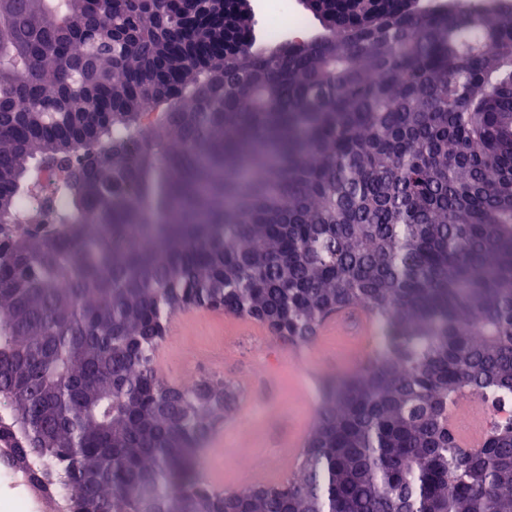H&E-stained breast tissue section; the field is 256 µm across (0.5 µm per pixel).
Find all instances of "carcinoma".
I'll use <instances>...</instances> for the list:
<instances>
[{"mask_svg":"<svg viewBox=\"0 0 512 512\" xmlns=\"http://www.w3.org/2000/svg\"><path fill=\"white\" fill-rule=\"evenodd\" d=\"M99 3L25 0L0 49V460L54 512H512V9L333 7L273 49L242 13L221 75L219 30ZM347 306L382 346L321 381L295 469L204 483L242 388L159 378L154 328L219 307L299 349Z\"/></svg>","mask_w":512,"mask_h":512,"instance_id":"obj_1","label":"carcinoma"}]
</instances>
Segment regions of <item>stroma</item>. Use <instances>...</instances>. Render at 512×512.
<instances>
[{"label":"stroma","instance_id":"1","mask_svg":"<svg viewBox=\"0 0 512 512\" xmlns=\"http://www.w3.org/2000/svg\"><path fill=\"white\" fill-rule=\"evenodd\" d=\"M261 349L264 368L252 352ZM294 360L289 348L277 346L271 334L259 341L226 335L223 325L208 319L181 322L172 317L155 358L158 375L179 381L185 367L198 376H216L240 384L248 414L244 422L226 420L202 450L200 476L217 487L242 483V471L281 472L283 457L303 443L316 411V381L324 373L340 374L362 358L336 343L317 338Z\"/></svg>","mask_w":512,"mask_h":512}]
</instances>
